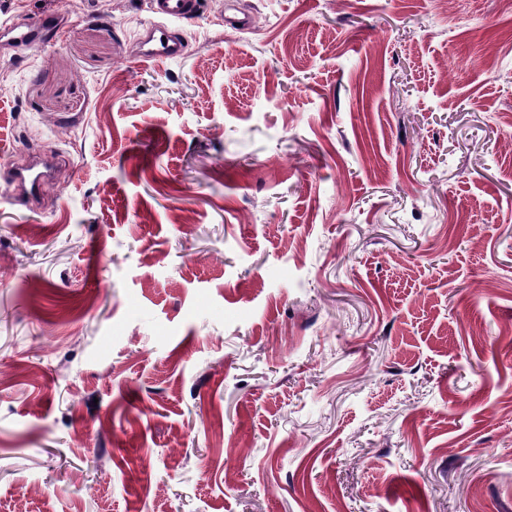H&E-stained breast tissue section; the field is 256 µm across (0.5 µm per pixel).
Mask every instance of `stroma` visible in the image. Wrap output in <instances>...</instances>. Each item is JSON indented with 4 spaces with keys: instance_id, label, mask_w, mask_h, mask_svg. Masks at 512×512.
Returning <instances> with one entry per match:
<instances>
[{
    "instance_id": "35a3bbf8",
    "label": "stroma",
    "mask_w": 512,
    "mask_h": 512,
    "mask_svg": "<svg viewBox=\"0 0 512 512\" xmlns=\"http://www.w3.org/2000/svg\"><path fill=\"white\" fill-rule=\"evenodd\" d=\"M50 13L0 512H512V0H201L160 61L147 0H0Z\"/></svg>"
}]
</instances>
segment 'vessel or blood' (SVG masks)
<instances>
[{
  "label": "vessel or blood",
  "instance_id": "obj_1",
  "mask_svg": "<svg viewBox=\"0 0 512 512\" xmlns=\"http://www.w3.org/2000/svg\"><path fill=\"white\" fill-rule=\"evenodd\" d=\"M149 4L157 20L144 40V59H172L182 55L184 46L173 33L172 26L195 16L197 0H149ZM60 31V21L51 15L23 23L0 19V34L9 36L11 43L21 46H42L59 36ZM53 169V157L45 154L34 156L26 164L11 169L7 179L11 202L26 206L40 197L53 178Z\"/></svg>",
  "mask_w": 512,
  "mask_h": 512
}]
</instances>
